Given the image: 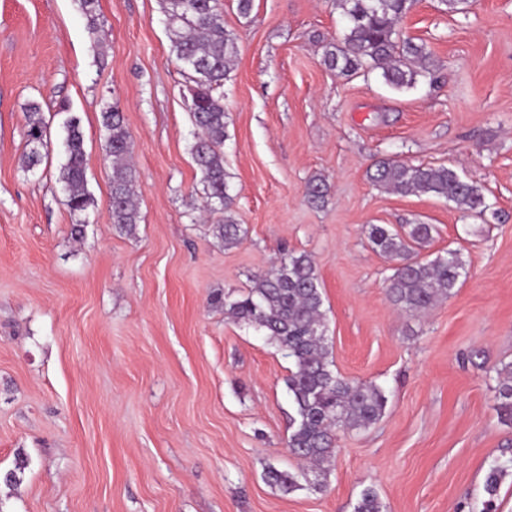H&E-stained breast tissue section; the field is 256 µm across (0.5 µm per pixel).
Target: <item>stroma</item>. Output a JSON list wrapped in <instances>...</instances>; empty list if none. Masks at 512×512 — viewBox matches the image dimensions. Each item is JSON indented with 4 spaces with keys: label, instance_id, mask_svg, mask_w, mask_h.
<instances>
[{
    "label": "stroma",
    "instance_id": "1",
    "mask_svg": "<svg viewBox=\"0 0 512 512\" xmlns=\"http://www.w3.org/2000/svg\"><path fill=\"white\" fill-rule=\"evenodd\" d=\"M220 4L239 44L224 168L247 230L230 249L206 212L162 0H99L100 50L78 0H0V512H354L367 489L384 512H512V426L495 410L512 364V0L465 14L417 0L399 28L436 74L401 91L324 65L344 33L332 0ZM32 101L50 138L26 171ZM114 103L133 142L131 233L111 219ZM71 114L93 197L78 239L59 182ZM388 157L452 167L491 211L385 192L367 173ZM315 176L320 205L305 199ZM417 223L435 227L422 256L456 249L466 269L420 315L389 301L392 263L367 237ZM287 250L316 262L334 369L388 398L376 424L340 434L321 489L289 493L265 473L303 468L287 447L292 362L209 302Z\"/></svg>",
    "mask_w": 512,
    "mask_h": 512
}]
</instances>
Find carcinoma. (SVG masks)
Here are the masks:
<instances>
[{"label": "carcinoma", "mask_w": 512, "mask_h": 512, "mask_svg": "<svg viewBox=\"0 0 512 512\" xmlns=\"http://www.w3.org/2000/svg\"><path fill=\"white\" fill-rule=\"evenodd\" d=\"M89 21L95 47L108 37L98 23V0H78ZM416 0H334L345 20L342 42L326 51L324 65L341 74L379 70L394 90L412 87L417 78L434 75L433 60L422 45L403 37L398 29ZM164 12L176 61L191 73L187 108L198 130L191 151L200 172L207 209L220 218L214 225L224 247L238 245L246 230L233 216V198L228 193L224 170V81L238 57L233 33L224 29L219 0H165ZM28 151L21 160L30 171L42 161L41 147L48 124L42 107L33 101L26 108ZM106 131V151L112 160V223L127 232L139 221L136 175L128 162L131 136L118 103L101 113ZM65 162L59 180L67 206L79 216L92 204L87 190L84 138L80 118L68 116L62 123ZM371 182L398 195L427 194L477 216L490 209L478 186L445 166L413 164L383 159L369 174ZM328 187L313 179L307 187L308 201H324ZM434 225L409 224L404 233L384 224H372L369 240L380 254L398 261L384 280L390 301L402 309L420 313L453 294L464 266L458 251L448 249L430 260H419L414 245L432 238ZM212 302L237 322L251 325L286 352L293 369L286 379L296 417L288 438L289 452L306 461L314 472L325 473V464L335 453L338 433L367 429L383 415L388 398L371 383L355 381L331 369L326 336L324 300L320 277L311 254L283 255L269 270L252 279L246 293H226ZM498 418L512 424V365L498 371L495 387ZM269 483L290 492L296 487L288 471L270 468ZM356 512H383L378 496L363 493Z\"/></svg>", "instance_id": "carcinoma-1"}]
</instances>
